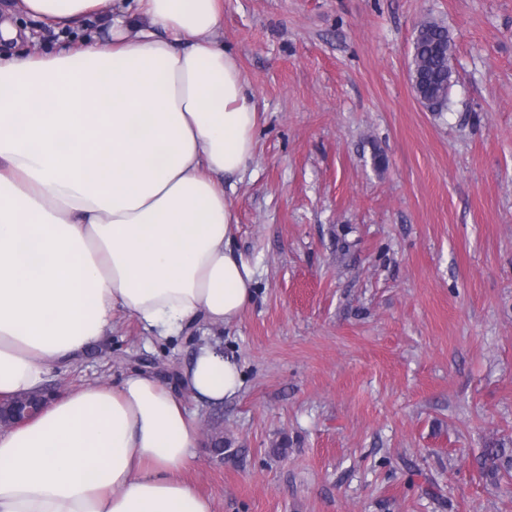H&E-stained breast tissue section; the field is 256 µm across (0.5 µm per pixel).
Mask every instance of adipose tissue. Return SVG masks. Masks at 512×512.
Here are the masks:
<instances>
[{
    "instance_id": "adipose-tissue-1",
    "label": "adipose tissue",
    "mask_w": 512,
    "mask_h": 512,
    "mask_svg": "<svg viewBox=\"0 0 512 512\" xmlns=\"http://www.w3.org/2000/svg\"><path fill=\"white\" fill-rule=\"evenodd\" d=\"M112 4V37L0 58V395L102 342L115 315L174 336L254 299L231 248L224 179L254 157L258 115L219 38L224 0H15L67 30ZM177 394L147 371L84 385L0 431V512H212L183 477L186 402L242 382L202 346Z\"/></svg>"
}]
</instances>
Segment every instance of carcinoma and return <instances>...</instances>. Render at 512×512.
Masks as SVG:
<instances>
[{"label": "carcinoma", "instance_id": "1", "mask_svg": "<svg viewBox=\"0 0 512 512\" xmlns=\"http://www.w3.org/2000/svg\"><path fill=\"white\" fill-rule=\"evenodd\" d=\"M451 58L448 29L435 21L420 24L413 41L410 77L421 102L432 112L448 108V89L453 77ZM484 461L488 462L487 472L492 475L512 470V455L488 449Z\"/></svg>", "mask_w": 512, "mask_h": 512}]
</instances>
